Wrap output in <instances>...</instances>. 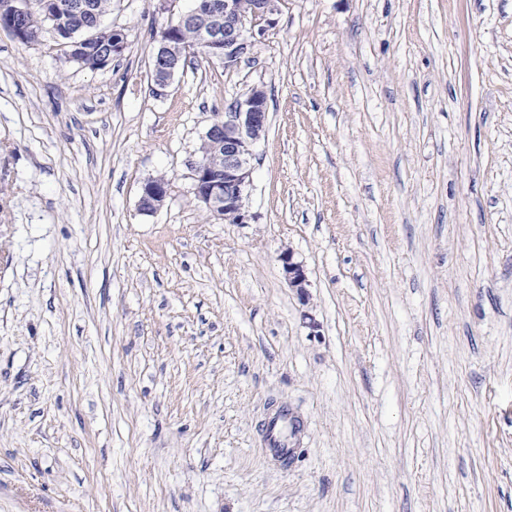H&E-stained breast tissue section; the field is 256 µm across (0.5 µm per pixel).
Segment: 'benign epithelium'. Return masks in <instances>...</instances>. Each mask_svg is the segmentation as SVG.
Instances as JSON below:
<instances>
[{
    "label": "benign epithelium",
    "mask_w": 512,
    "mask_h": 512,
    "mask_svg": "<svg viewBox=\"0 0 512 512\" xmlns=\"http://www.w3.org/2000/svg\"><path fill=\"white\" fill-rule=\"evenodd\" d=\"M279 0H251L243 8L240 0H212L206 16L198 5L180 15L169 25L168 35L156 43L152 56L155 77L151 84L153 96L167 95L181 71L182 58L190 47L174 35L185 26L199 29V46L209 58L231 70L250 54L254 39L276 25ZM31 6L29 0H3L0 3V28L20 38L21 16ZM205 23H200V18ZM268 128L267 93L254 86L242 98L224 110V117L212 122L203 136L209 152L201 153L191 163L193 193L211 217L229 224H247L254 216L246 204L251 185L250 175L256 159L254 146L266 136ZM170 194L168 181L162 177L147 180L141 187L139 209L154 213L162 208ZM288 285L302 299L308 298V280L301 263L291 250L280 255Z\"/></svg>",
    "instance_id": "benign-epithelium-1"
}]
</instances>
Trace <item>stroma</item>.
I'll return each mask as SVG.
<instances>
[{
	"label": "stroma",
	"mask_w": 512,
	"mask_h": 512,
	"mask_svg": "<svg viewBox=\"0 0 512 512\" xmlns=\"http://www.w3.org/2000/svg\"><path fill=\"white\" fill-rule=\"evenodd\" d=\"M191 5L94 71L0 28V512H512V0H281L154 97ZM256 85L227 224L188 163ZM169 194V183L164 177L148 179L141 187L140 211L144 213L156 212L165 205ZM285 277L288 285L295 288L297 294L305 301L308 298V280L300 262L294 260L291 250H286L280 255Z\"/></svg>",
	"instance_id": "obj_1"
}]
</instances>
